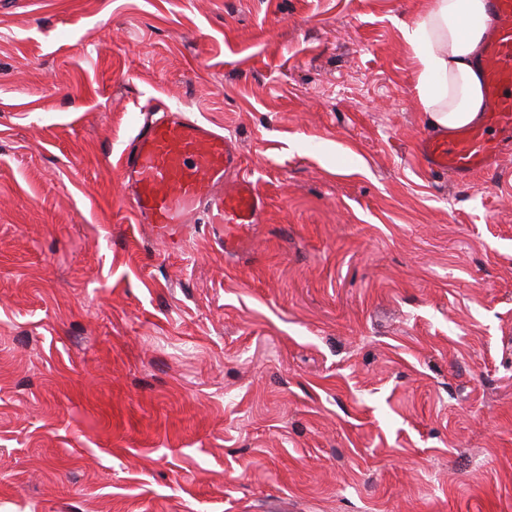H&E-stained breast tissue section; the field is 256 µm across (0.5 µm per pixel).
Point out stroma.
Returning a JSON list of instances; mask_svg holds the SVG:
<instances>
[{
	"label": "stroma",
	"instance_id": "1",
	"mask_svg": "<svg viewBox=\"0 0 512 512\" xmlns=\"http://www.w3.org/2000/svg\"><path fill=\"white\" fill-rule=\"evenodd\" d=\"M426 0H0V512H512V145L434 175ZM159 96L266 199L134 223Z\"/></svg>",
	"mask_w": 512,
	"mask_h": 512
}]
</instances>
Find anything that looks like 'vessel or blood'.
Instances as JSON below:
<instances>
[{"label": "vessel or blood", "mask_w": 512, "mask_h": 512, "mask_svg": "<svg viewBox=\"0 0 512 512\" xmlns=\"http://www.w3.org/2000/svg\"><path fill=\"white\" fill-rule=\"evenodd\" d=\"M488 10L491 29L479 60L486 110L476 125L421 140L431 173H491L512 142V0H488ZM143 110L117 163L136 223L151 225L173 250L183 225L220 224L225 249L234 250L241 230L259 223L266 206L257 184L241 172L237 141L156 98Z\"/></svg>", "instance_id": "b4317fda"}]
</instances>
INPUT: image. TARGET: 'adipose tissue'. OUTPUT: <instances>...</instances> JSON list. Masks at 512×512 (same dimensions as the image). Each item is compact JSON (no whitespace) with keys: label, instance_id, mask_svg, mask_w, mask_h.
Listing matches in <instances>:
<instances>
[{"label":"adipose tissue","instance_id":"ef3b65f1","mask_svg":"<svg viewBox=\"0 0 512 512\" xmlns=\"http://www.w3.org/2000/svg\"><path fill=\"white\" fill-rule=\"evenodd\" d=\"M489 23L486 0H427L412 24L404 26L431 128L452 133L480 122L485 97L477 58Z\"/></svg>","mask_w":512,"mask_h":512}]
</instances>
